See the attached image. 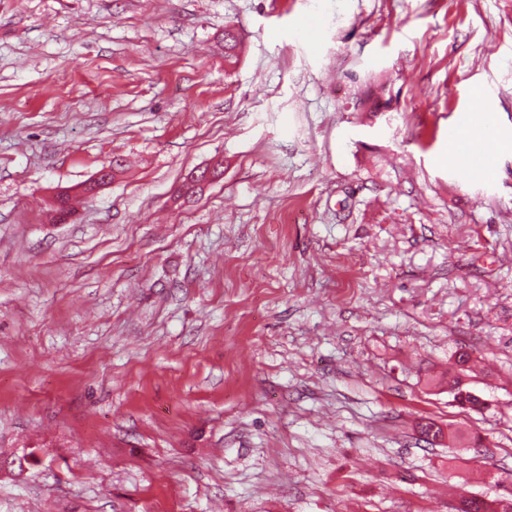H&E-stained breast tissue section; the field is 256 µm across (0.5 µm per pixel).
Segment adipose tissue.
Returning <instances> with one entry per match:
<instances>
[{
	"label": "adipose tissue",
	"mask_w": 512,
	"mask_h": 512,
	"mask_svg": "<svg viewBox=\"0 0 512 512\" xmlns=\"http://www.w3.org/2000/svg\"><path fill=\"white\" fill-rule=\"evenodd\" d=\"M512 148V139L502 135L493 112L476 114L463 125L448 145V156L460 166H468L479 155L485 177H494L499 153Z\"/></svg>",
	"instance_id": "obj_1"
}]
</instances>
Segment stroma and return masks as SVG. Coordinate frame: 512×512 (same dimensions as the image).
Listing matches in <instances>:
<instances>
[{"mask_svg": "<svg viewBox=\"0 0 512 512\" xmlns=\"http://www.w3.org/2000/svg\"><path fill=\"white\" fill-rule=\"evenodd\" d=\"M486 109L512 137V0H0V512L501 495L512 151L491 180L446 159ZM459 349L484 412L427 383Z\"/></svg>", "mask_w": 512, "mask_h": 512, "instance_id": "stroma-1", "label": "stroma"}]
</instances>
